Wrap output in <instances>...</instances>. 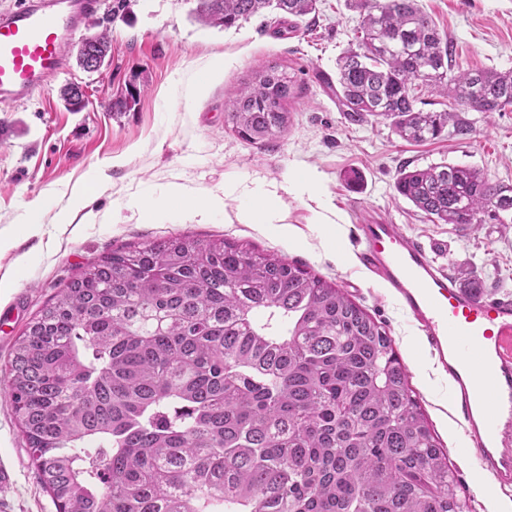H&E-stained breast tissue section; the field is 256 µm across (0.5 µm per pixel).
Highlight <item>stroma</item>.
Instances as JSON below:
<instances>
[{"label": "stroma", "instance_id": "35a3bbf8", "mask_svg": "<svg viewBox=\"0 0 512 512\" xmlns=\"http://www.w3.org/2000/svg\"><path fill=\"white\" fill-rule=\"evenodd\" d=\"M446 34L456 69H512V0H418ZM196 0H106L99 14L111 49L101 70L77 62L81 36L65 44V70L34 99L0 109V229L21 221L27 203L42 199L34 234L14 237L0 251V465L14 474L0 489V512H56L41 486L9 403L3 368L32 317L70 280L112 250L175 236L224 238L274 252L348 293L382 323L403 360L431 429L448 451V465L470 512L512 500V484L483 475L468 448L450 383L434 366L424 336L387 289L358 269L353 227L390 218L436 247L449 272L477 271L489 293H512V224L485 220L458 227L435 224L394 189L401 167L454 163L477 168L512 186V108L467 112L474 128L454 137L409 142L381 121L353 124L336 90V60L360 23L350 0H319L303 18L268 12L229 29L203 26ZM229 66L208 74L210 60ZM273 66L293 80L288 129L276 143L251 145L224 122L226 94ZM85 86L90 103L71 112L64 87ZM135 102H126L130 88ZM315 172L313 195L283 192L289 177ZM360 175L359 185L348 183ZM263 184L280 190L282 224H249L235 203L202 215L201 204L226 186ZM96 200L76 206L78 193ZM179 190L186 205L147 219L136 197L162 199ZM329 223H315L316 214Z\"/></svg>", "mask_w": 512, "mask_h": 512}]
</instances>
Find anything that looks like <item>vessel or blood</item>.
<instances>
[{
  "label": "vessel or blood",
  "mask_w": 512,
  "mask_h": 512,
  "mask_svg": "<svg viewBox=\"0 0 512 512\" xmlns=\"http://www.w3.org/2000/svg\"><path fill=\"white\" fill-rule=\"evenodd\" d=\"M103 0H14L0 9V107L39 95L64 65L65 40ZM357 260L425 336L484 471L512 484V297L464 291L433 249L383 219L358 227Z\"/></svg>",
  "instance_id": "obj_1"
}]
</instances>
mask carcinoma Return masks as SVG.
<instances>
[{
  "instance_id": "1",
  "label": "carcinoma",
  "mask_w": 512,
  "mask_h": 512,
  "mask_svg": "<svg viewBox=\"0 0 512 512\" xmlns=\"http://www.w3.org/2000/svg\"><path fill=\"white\" fill-rule=\"evenodd\" d=\"M317 0H197L226 29ZM356 47L337 61L346 120L406 141L473 132L416 107L421 79L462 111L512 107V70L454 71L417 0H352ZM101 32L77 61L107 56ZM288 73L255 74L225 123L266 146L288 127ZM396 192L437 224L505 223L512 187L480 170L407 167ZM8 395L57 512H462L448 454L386 329L343 291L276 254L169 238L115 249L26 326Z\"/></svg>"
}]
</instances>
